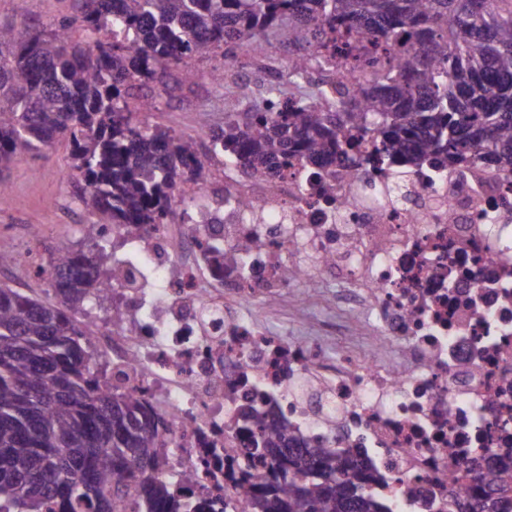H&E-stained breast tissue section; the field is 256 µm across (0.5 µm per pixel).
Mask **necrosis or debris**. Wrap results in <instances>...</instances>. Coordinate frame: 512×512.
<instances>
[{
	"mask_svg": "<svg viewBox=\"0 0 512 512\" xmlns=\"http://www.w3.org/2000/svg\"><path fill=\"white\" fill-rule=\"evenodd\" d=\"M112 233L117 312L92 333L113 387L164 421L160 480L190 478L197 500L249 512L239 490L258 469L238 406L257 392L301 443L382 474L369 490L397 512H458L484 495L488 465L512 474V170L422 164L400 182L299 158L225 179L210 216L180 229ZM295 282L332 314L279 336L268 319L296 302ZM310 379L315 391H296Z\"/></svg>",
	"mask_w": 512,
	"mask_h": 512,
	"instance_id": "necrosis-or-debris-1",
	"label": "necrosis or debris"
}]
</instances>
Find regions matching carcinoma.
<instances>
[{"mask_svg":"<svg viewBox=\"0 0 512 512\" xmlns=\"http://www.w3.org/2000/svg\"><path fill=\"white\" fill-rule=\"evenodd\" d=\"M81 13L32 35L0 25V169L68 136L83 208L137 233L163 224L173 177L201 176L196 142L141 119L175 68L238 49H297L294 90L268 89L264 107L224 114L201 129L214 154L245 176L282 171L302 158L318 167L355 161L455 167L489 155L512 166V0H81ZM368 71L349 87H312L310 71L336 54ZM112 253L60 250L49 266L63 305L109 301L100 282ZM107 378L89 331L62 309L0 285V512H192L179 488L159 481L172 450L143 400L98 392ZM247 460L270 461L247 486L250 512H393L366 493L334 448L286 446L288 422L265 425L251 401L240 410ZM357 472L336 481L344 469Z\"/></svg>","mask_w":512,"mask_h":512,"instance_id":"1","label":"carcinoma"}]
</instances>
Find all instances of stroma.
Here are the masks:
<instances>
[{
  "instance_id": "35a3bbf8",
  "label": "stroma",
  "mask_w": 512,
  "mask_h": 512,
  "mask_svg": "<svg viewBox=\"0 0 512 512\" xmlns=\"http://www.w3.org/2000/svg\"><path fill=\"white\" fill-rule=\"evenodd\" d=\"M70 9V0H0V23L37 28L62 18ZM213 65V60L202 58L193 64L194 79L173 78L167 92L158 97V110L151 119L176 136L197 141L198 157L209 166L210 189L220 196L224 193L225 158L211 152L200 129V113L208 112L211 125H223L225 112L236 105L237 85L248 84L253 96H260L270 83V74L287 71L288 62L273 50L264 56L238 59L226 66L224 90L220 93L210 77ZM71 165L69 140L61 136L45 147L41 155L14 161L0 173L11 186L8 204L0 206V248L18 247L45 262L58 248L86 247L81 227L99 223L100 217L80 205L77 179H64L63 173ZM1 284L46 304L57 301L48 277L9 266L2 259Z\"/></svg>"
}]
</instances>
